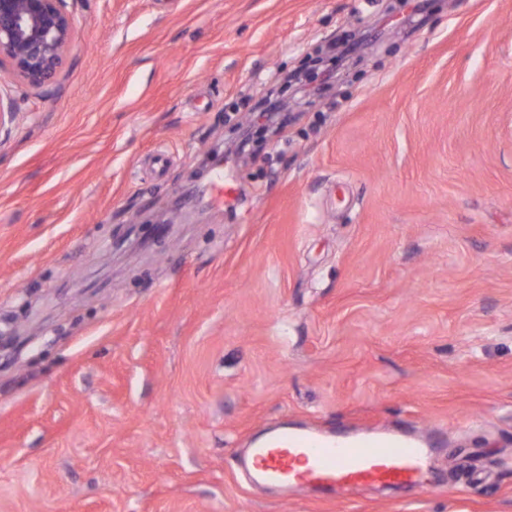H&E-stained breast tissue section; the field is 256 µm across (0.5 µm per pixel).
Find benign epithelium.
I'll list each match as a JSON object with an SVG mask.
<instances>
[{
  "instance_id": "obj_1",
  "label": "benign epithelium",
  "mask_w": 512,
  "mask_h": 512,
  "mask_svg": "<svg viewBox=\"0 0 512 512\" xmlns=\"http://www.w3.org/2000/svg\"><path fill=\"white\" fill-rule=\"evenodd\" d=\"M64 0H0V62L39 84L60 66L74 37Z\"/></svg>"
}]
</instances>
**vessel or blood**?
I'll return each mask as SVG.
<instances>
[{"instance_id":"b4317fda","label":"vessel or blood","mask_w":512,"mask_h":512,"mask_svg":"<svg viewBox=\"0 0 512 512\" xmlns=\"http://www.w3.org/2000/svg\"><path fill=\"white\" fill-rule=\"evenodd\" d=\"M438 443L416 431L327 434L311 427L279 429L252 448L247 465L260 481L290 490L351 491L368 486L420 487Z\"/></svg>"}]
</instances>
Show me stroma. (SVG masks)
Listing matches in <instances>:
<instances>
[{"label":"stroma","instance_id":"obj_1","mask_svg":"<svg viewBox=\"0 0 512 512\" xmlns=\"http://www.w3.org/2000/svg\"><path fill=\"white\" fill-rule=\"evenodd\" d=\"M0 66V512H512V0H65ZM283 128L201 162L348 28ZM440 431L439 486L290 496L269 425ZM64 0H0V66L39 84L60 66L74 37ZM209 192L212 202L220 207L224 206V199L229 200L234 196V190L224 183V171L220 166L213 171Z\"/></svg>","mask_w":512,"mask_h":512}]
</instances>
